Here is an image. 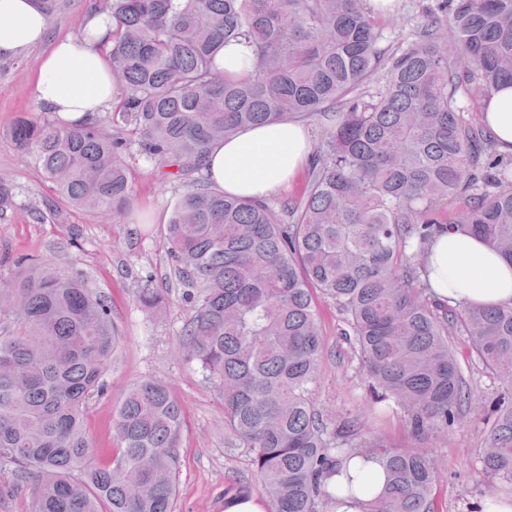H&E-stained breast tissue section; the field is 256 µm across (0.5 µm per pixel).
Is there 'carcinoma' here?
<instances>
[{
  "label": "carcinoma",
  "mask_w": 512,
  "mask_h": 512,
  "mask_svg": "<svg viewBox=\"0 0 512 512\" xmlns=\"http://www.w3.org/2000/svg\"><path fill=\"white\" fill-rule=\"evenodd\" d=\"M124 87L114 125L148 160L188 175L239 130L317 119L305 193L234 197L197 179L175 205L165 244L194 303L186 358L224 403L231 447L245 449L270 512H334L327 477L373 456L386 472L366 512H436L439 475L421 448L366 438L357 418L329 419L311 398L324 348L316 296L344 315L360 367L381 402L419 436L447 437L469 400L451 337L501 382L478 453L492 495L512 497V301L436 300L429 246L450 232L512 261V160L483 112L512 83V0H439L418 36L383 59L362 0H96ZM252 48L247 77L215 69L231 42ZM383 89L363 88L380 69ZM72 203L121 218L133 190L121 141L96 122L18 118L8 128ZM466 200L456 221L440 209ZM149 314L166 295L139 289ZM120 345L107 298L79 270L20 263L0 285V459L30 486L28 512H172L181 406L147 378L114 417L118 449L93 463L84 415Z\"/></svg>",
  "instance_id": "1"
}]
</instances>
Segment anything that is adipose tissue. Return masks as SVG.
<instances>
[{
    "instance_id": "ef3b65f1",
    "label": "adipose tissue",
    "mask_w": 512,
    "mask_h": 512,
    "mask_svg": "<svg viewBox=\"0 0 512 512\" xmlns=\"http://www.w3.org/2000/svg\"><path fill=\"white\" fill-rule=\"evenodd\" d=\"M49 22L34 0H0V55L16 56L37 46L40 61L33 94L44 111L71 125L90 121L110 107L118 82L102 50L112 32L104 15L88 17L86 35L48 41ZM485 122L500 152L512 154V85L496 92L486 105ZM307 128L299 122L258 125L216 142L203 174L231 196L265 199L294 181L311 152ZM429 282L440 301L496 305L512 300V262L473 236L452 232L433 242L428 257ZM366 480L367 488L339 505L336 512H364L370 491H382L379 462L359 458L331 483Z\"/></svg>"
}]
</instances>
